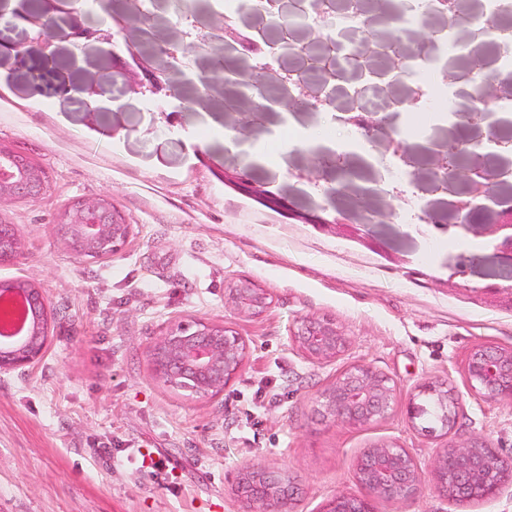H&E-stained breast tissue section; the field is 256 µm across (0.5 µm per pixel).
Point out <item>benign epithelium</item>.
<instances>
[{"mask_svg": "<svg viewBox=\"0 0 512 512\" xmlns=\"http://www.w3.org/2000/svg\"><path fill=\"white\" fill-rule=\"evenodd\" d=\"M44 9L31 13L26 0H19L18 7L9 18L6 28L20 32L22 40L0 39V53L12 55L20 64L25 62L23 41L37 40L42 43L45 59L56 56L54 41H44L36 31L44 22H63L58 27L57 38L80 46L83 41L96 40L110 46L108 52L118 55L116 48L124 47L128 57L125 68L119 71L121 87L112 94L106 86L94 82L82 87L84 104L90 112H101L106 101L108 110L120 112L125 108L126 96L163 95L168 100L164 110L169 126L179 120L186 111L180 97L165 86L159 76L141 61L137 50L138 41L130 31L133 18L145 13L142 0H134L135 11L113 16V28L100 32L75 26L68 17L82 0H44ZM144 78H139V75ZM366 126L388 139L393 151L399 145L393 140L387 118L373 115ZM436 160L435 174L442 183L451 185L448 193V209L465 214L471 202L460 198L452 185L468 179L462 169L448 171L446 159L451 155L466 156L470 153L466 142L450 141L435 143L427 149ZM224 183L245 196L255 195L248 168H226ZM47 188L40 171L31 167L27 159L8 145L0 146V203L16 199L37 198ZM475 202L481 207L499 208L498 223L492 225L488 246L492 255L501 262L512 265V207L505 209L502 199L492 192L478 188ZM263 205L284 212L291 218L314 226L339 225L338 217H324L318 213L299 212L278 195L264 190L260 192ZM123 215L107 197L78 200V212L70 217L57 216L56 224L62 243L77 257L107 252L112 256L121 251L133 235L134 225L119 223ZM23 244L20 229L7 225L0 232V264L14 261ZM29 304L27 315L30 331L25 336L0 343V374L25 367L36 362L43 354L51 329V316L44 297L37 288L27 289ZM224 303L242 318H255L265 312L272 303L271 294L251 281L235 280L224 290ZM293 341L310 360L329 362L341 356L349 346V337L330 318H306L290 330ZM247 355V343L232 328L222 322L196 321L178 323L167 327L157 337L150 350L153 373L164 384L187 391L199 399L214 398L224 393V388L242 371ZM464 376L468 387L480 397L496 401L512 400V350L487 344L473 346L465 359ZM437 394L441 397L448 431L457 424L460 396L446 382H427L418 389V395ZM397 401V385L389 376L367 364H351L340 371L336 378L319 395L318 403L324 416L340 420L351 426L378 422L388 415ZM356 479L364 490L362 495L342 494L330 500L322 512H375L378 499L406 502L420 492L424 475L411 454L396 442H379L367 448L356 464ZM432 478L437 488L455 503L483 501L498 495L508 482L512 483V464L499 452L483 441L465 445H450L437 456ZM239 488L247 502L246 512H286L293 495L288 470H269L262 467L247 468L240 478Z\"/></svg>", "mask_w": 512, "mask_h": 512, "instance_id": "1", "label": "benign epithelium"}]
</instances>
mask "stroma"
I'll return each instance as SVG.
<instances>
[{"instance_id":"stroma-1","label":"stroma","mask_w":512,"mask_h":512,"mask_svg":"<svg viewBox=\"0 0 512 512\" xmlns=\"http://www.w3.org/2000/svg\"><path fill=\"white\" fill-rule=\"evenodd\" d=\"M201 33L224 24L223 0H154L141 38L145 57L181 42L176 13ZM24 65L0 58V143L38 162L48 189L37 199L0 205V218L24 236L20 257L0 265V280L40 288L54 315L51 341L32 366L0 375V512H242L237 491L249 466L287 468L295 494L288 512H321L339 494H361L355 462L381 441H394L423 472L449 441L488 440L512 459V402L473 396L463 376L478 343L512 349V266L485 254L451 275L448 265L487 241L491 215L477 209L467 230L415 232L391 217L400 204L385 195V138L364 141L328 128L324 112L262 113L247 150L223 134L231 89L221 78L203 106L175 128L144 112L136 99L121 112H89L84 85L119 71L96 41L56 44L47 67L42 46L25 42ZM43 76L33 91L34 73ZM67 81L68 93L56 90ZM328 133L353 175L317 174L318 190L300 175L314 163L309 145L290 146L281 165L250 150L285 120ZM416 156L412 193L443 208L432 187L435 165L424 143L473 142L494 123L477 125L409 112L389 115ZM248 167L255 183L302 211L343 210L345 224L325 229L270 210L225 185L223 168ZM111 196L134 226L125 248L105 259H77L62 247L55 214L69 201ZM376 212V223H363ZM359 227L353 240L348 225ZM247 277L273 297L257 319L224 306L228 279ZM327 315L350 338L336 360L317 363L292 343L296 321ZM223 321L248 344L245 366L223 395L198 399L158 380L150 349L170 324ZM365 363L391 377L399 398L389 415L353 427L323 417L320 392L345 367ZM445 380L461 396L452 437L426 435L408 415L423 383ZM376 512H512V485L479 502L448 501L425 481L409 502L380 499Z\"/></svg>"}]
</instances>
